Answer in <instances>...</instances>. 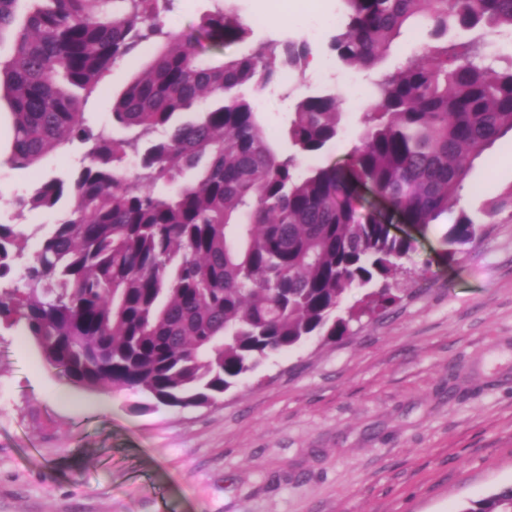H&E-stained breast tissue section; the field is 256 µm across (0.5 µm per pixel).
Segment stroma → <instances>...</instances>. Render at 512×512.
I'll return each instance as SVG.
<instances>
[{"instance_id": "35a3bbf8", "label": "stroma", "mask_w": 512, "mask_h": 512, "mask_svg": "<svg viewBox=\"0 0 512 512\" xmlns=\"http://www.w3.org/2000/svg\"><path fill=\"white\" fill-rule=\"evenodd\" d=\"M257 40L308 42L331 56L345 0H326L294 24L256 23L260 0H234ZM212 0H169L162 19L191 33ZM318 40H311L312 31ZM145 46L113 65L85 109L112 120V97L155 56ZM370 72L305 69L289 97L272 85L261 108L279 152L295 101L351 84L370 94ZM341 132L303 167L344 161L362 107L340 102ZM13 126L0 104V221L35 228L54 212L17 211L48 174L78 167L76 143L26 171L7 162ZM512 187V131L476 157L456 208L426 229L393 216L412 239L407 293L333 342L312 338L267 357L214 405L146 409L128 390H86L59 378L24 325L0 327V512H460L512 483V216L500 214L444 262L460 213L477 217Z\"/></svg>"}]
</instances>
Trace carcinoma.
Segmentation results:
<instances>
[{
    "label": "carcinoma",
    "instance_id": "1",
    "mask_svg": "<svg viewBox=\"0 0 512 512\" xmlns=\"http://www.w3.org/2000/svg\"><path fill=\"white\" fill-rule=\"evenodd\" d=\"M18 2L0 0V44L13 48L0 62L14 131L7 162L27 170L74 142L86 151L72 176L15 200L58 212L37 250L20 225L0 224V325L24 323L73 385L132 390L147 408L210 405L270 354L348 336L351 321L397 303L412 241L362 212L361 191L425 228L456 205L471 159L512 131V68L483 63L489 37L512 29V0H347L331 43L344 67L376 68L407 25L430 27L434 42L372 83L348 161L305 174L300 158L341 131L339 95L297 101L282 155L248 92L304 70L306 44L259 41L212 65L209 49L252 37L222 0L185 36L161 19L168 0H33L20 24ZM450 28L473 36L450 41ZM156 43L113 99L112 125L125 135L90 126L72 90L97 92L116 61ZM204 96L209 105L193 111ZM187 171L178 190L159 191ZM505 210L512 187L483 210L485 223ZM477 224L460 215L445 257L478 238ZM459 512H512V484Z\"/></svg>",
    "mask_w": 512,
    "mask_h": 512
}]
</instances>
